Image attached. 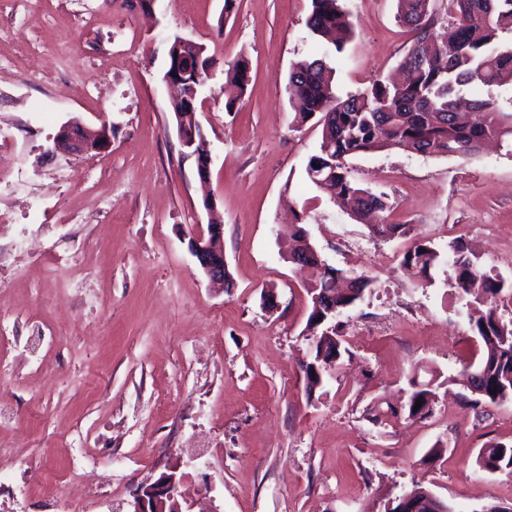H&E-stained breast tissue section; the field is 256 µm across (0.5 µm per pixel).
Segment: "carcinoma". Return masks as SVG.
Here are the masks:
<instances>
[{
  "label": "carcinoma",
  "instance_id": "obj_1",
  "mask_svg": "<svg viewBox=\"0 0 512 512\" xmlns=\"http://www.w3.org/2000/svg\"><path fill=\"white\" fill-rule=\"evenodd\" d=\"M435 0H397L398 22L413 33V42L400 65L396 82L372 81L363 90L339 96L333 84V68L323 58L294 63L288 75L287 91L294 109V122L303 125L319 117L322 142L319 152L310 156L305 172L309 181L351 217L366 225L375 237L393 238L409 231L405 223L378 220L390 210L388 194L365 188L351 175L347 159L361 152L403 148L422 155L472 156L491 138L512 137V109H504L495 90L512 86V47L501 44V36L512 34V0H444V12L433 8ZM306 27L313 35L335 36V51L343 52L354 35L350 13L342 0H311ZM445 31L435 34L438 21ZM180 67L185 90L197 84L200 72L216 65V59L196 42L180 47ZM226 80L246 92L249 67L238 60L224 70ZM473 84L486 89L485 96L471 100L474 112L470 123H462L458 110L462 92ZM455 285L468 296H498L505 284L484 273L471 258L460 238L448 242ZM441 251L425 241L415 243L403 254L402 265L424 280L431 277ZM339 279L349 282L336 294V312L356 304L370 279L330 268L316 273L309 287L319 293L334 291ZM334 316L311 310L308 331L318 337L311 362L321 354L341 359V325L331 324ZM470 325L483 347L478 362L465 367L466 379L482 378L485 394L479 399L499 403L512 398V320L505 322L495 310L470 318ZM411 395L401 410L388 409L374 416V422L388 424L404 415L411 420L425 418L436 398L433 383L411 379ZM420 408H415L417 401ZM481 469L512 474V445L491 443L480 450ZM419 512H452L443 501L421 490L416 493Z\"/></svg>",
  "mask_w": 512,
  "mask_h": 512
}]
</instances>
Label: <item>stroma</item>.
Wrapping results in <instances>:
<instances>
[{"label": "stroma", "instance_id": "stroma-1", "mask_svg": "<svg viewBox=\"0 0 512 512\" xmlns=\"http://www.w3.org/2000/svg\"><path fill=\"white\" fill-rule=\"evenodd\" d=\"M343 4L355 36L338 54L308 31L311 0H236L228 14L224 0H156L150 16L114 0L96 31L61 0H0V52L25 53L0 67V92L47 105L4 115L31 130L15 161L33 183H47L41 158L63 123L116 126L108 150L53 159L72 177L60 207L81 210L83 223L0 226V477L24 489L0 500V512H46L43 477L64 474L76 448L109 495H74L57 512H130L137 485L171 466L213 512H384L420 486L453 512H512V475L476 463L487 444L512 443V400L477 405L456 382L482 348L451 262L427 282L401 266L416 242L442 250L464 226L480 264L507 285L498 314L512 308V138L467 157L353 156L354 178L387 192L392 221L411 227L372 236L308 180L322 128L294 125L286 91L292 65L317 54L343 95L396 73L411 42L397 0ZM177 35L219 62L196 103L212 156L205 188L194 159L180 154L162 80ZM240 58L250 82L238 98L224 68ZM101 66L112 84L96 98L24 78ZM207 189L224 226L227 288L213 286L188 249L208 223ZM296 213L327 265L372 281L336 317L350 357L312 390L300 367L310 359L306 286L315 274L288 259ZM81 259L92 275L74 289ZM415 376L437 380L431 414L374 425V407L405 402ZM439 441L445 452L430 458Z\"/></svg>", "mask_w": 512, "mask_h": 512}]
</instances>
